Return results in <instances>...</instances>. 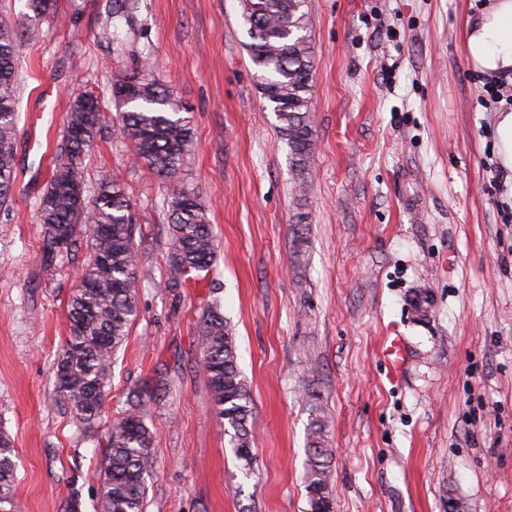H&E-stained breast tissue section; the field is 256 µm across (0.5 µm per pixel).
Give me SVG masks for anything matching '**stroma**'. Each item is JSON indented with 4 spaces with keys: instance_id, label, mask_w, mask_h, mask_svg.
<instances>
[{
    "instance_id": "obj_1",
    "label": "stroma",
    "mask_w": 512,
    "mask_h": 512,
    "mask_svg": "<svg viewBox=\"0 0 512 512\" xmlns=\"http://www.w3.org/2000/svg\"><path fill=\"white\" fill-rule=\"evenodd\" d=\"M494 0H307L313 159L296 187L258 88L238 0H138L121 49L108 0H58L19 45L16 182L0 204V433L24 512H94L107 426L146 402L156 473L145 512H308L306 389L328 418L334 512H512V174L464 29ZM148 62L194 121L181 174L208 209L209 270L172 291L159 180L105 123L86 161L121 177L147 277L100 416L57 388L68 302L87 251L41 259L36 201L73 89ZM309 244L293 252L294 215ZM426 315L413 307L417 294ZM221 296L253 406L243 479L200 367ZM401 336L393 368L383 340Z\"/></svg>"
}]
</instances>
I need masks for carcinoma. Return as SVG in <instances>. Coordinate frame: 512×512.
Here are the masks:
<instances>
[{"instance_id":"carcinoma-1","label":"carcinoma","mask_w":512,"mask_h":512,"mask_svg":"<svg viewBox=\"0 0 512 512\" xmlns=\"http://www.w3.org/2000/svg\"><path fill=\"white\" fill-rule=\"evenodd\" d=\"M29 24L17 29L0 18V202L11 194L15 181L14 143L21 89L18 47L35 33L37 22L57 12V0H27ZM251 42L248 50L257 68L263 99L275 112L278 129L287 141L290 164L297 176L313 157L309 112L312 99L313 52L307 34L306 0H240ZM137 0H112L108 15L112 40L131 18ZM121 135L163 184L170 205L168 262L171 287L179 288L194 272L205 271L216 256L213 226L197 192L181 172L194 139L192 117L173 89L149 78L148 67L118 70L107 80ZM109 113L101 96L75 91L66 115V135L56 154L46 190L36 202L44 226L42 258L48 265L86 238L89 257L68 304L69 336L57 363V386L62 397L83 420L101 412L112 357L123 345L139 313L140 282L132 204L122 181L103 172L93 197L86 195V159L99 134L101 117ZM201 366L218 415L231 432L230 448L241 472L253 473L252 403L241 378L234 336L220 301L204 309L201 329ZM310 410L305 483L310 512H332L331 450L326 445L327 422L320 395L306 392ZM108 456L96 512H143L146 479L155 470L154 436L147 413L137 407L108 428ZM13 444L0 433V512H21L12 494L15 479Z\"/></svg>"}]
</instances>
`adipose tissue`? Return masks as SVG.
I'll return each instance as SVG.
<instances>
[{"mask_svg":"<svg viewBox=\"0 0 512 512\" xmlns=\"http://www.w3.org/2000/svg\"><path fill=\"white\" fill-rule=\"evenodd\" d=\"M468 65L481 74L512 73V0H494L465 30Z\"/></svg>","mask_w":512,"mask_h":512,"instance_id":"adipose-tissue-1","label":"adipose tissue"}]
</instances>
